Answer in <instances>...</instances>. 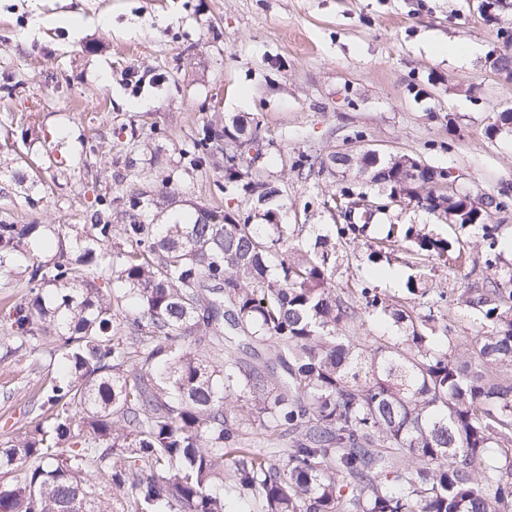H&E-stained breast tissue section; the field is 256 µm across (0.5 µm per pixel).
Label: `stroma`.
<instances>
[{"instance_id":"stroma-1","label":"stroma","mask_w":512,"mask_h":512,"mask_svg":"<svg viewBox=\"0 0 512 512\" xmlns=\"http://www.w3.org/2000/svg\"><path fill=\"white\" fill-rule=\"evenodd\" d=\"M505 28L512 8L492 23L478 0H0V84L16 86L0 96V217L79 226L109 187L248 211L222 189L223 158L189 173L182 160L197 128L243 114L272 141L252 170L279 188L283 220L302 225L306 243L333 236L336 217L318 200L346 179L299 169L302 155L406 154L448 171L451 192L512 195V131L492 129L512 111V80L489 65ZM383 220L466 241L471 261L420 264L402 247L390 283L370 275L360 235L336 247V288L365 280L401 297L421 270L454 293L482 285L486 258L512 270V205L492 217V252L481 231L414 203ZM6 336L0 328V434L28 426L43 374L34 356L7 355Z\"/></svg>"}]
</instances>
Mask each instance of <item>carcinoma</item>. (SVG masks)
<instances>
[{"mask_svg":"<svg viewBox=\"0 0 512 512\" xmlns=\"http://www.w3.org/2000/svg\"><path fill=\"white\" fill-rule=\"evenodd\" d=\"M269 145L245 115L185 142L187 171L224 149L244 215L188 213L167 193L141 224L139 197L106 192L75 245L59 224L56 253L26 265L7 353L49 362L30 429L0 438V512H512V272L454 298L411 274L412 306L365 283L337 290L336 246L294 242L304 225L282 223L279 190L233 162ZM339 169L354 173L331 197L349 213L341 238L371 223L366 198L424 196L497 244L500 194L442 192L409 155ZM373 230L375 264L403 242L420 261L467 260L424 228ZM39 231L0 220V271ZM453 307L480 314L470 346L451 336ZM363 314L387 330H364Z\"/></svg>","mask_w":512,"mask_h":512,"instance_id":"cac0c4a2","label":"carcinoma"}]
</instances>
